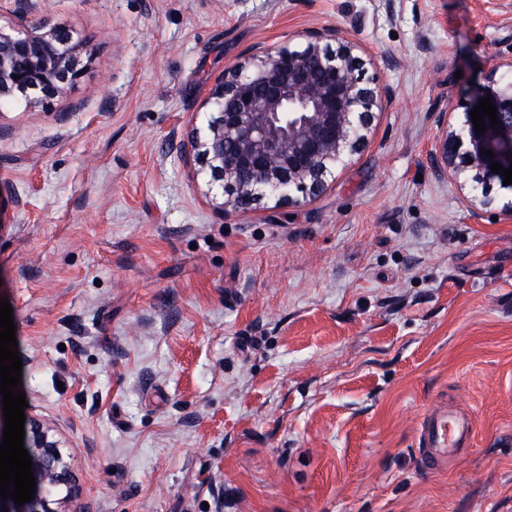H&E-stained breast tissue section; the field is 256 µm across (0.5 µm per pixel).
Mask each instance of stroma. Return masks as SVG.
<instances>
[{"label":"stroma","mask_w":512,"mask_h":512,"mask_svg":"<svg viewBox=\"0 0 512 512\" xmlns=\"http://www.w3.org/2000/svg\"><path fill=\"white\" fill-rule=\"evenodd\" d=\"M88 41L0 108V299L87 512H512V191L435 143L512 71V0H42ZM358 44L388 98L301 204L226 207L189 120L225 68ZM473 436L422 472L427 410Z\"/></svg>","instance_id":"35a3bbf8"}]
</instances>
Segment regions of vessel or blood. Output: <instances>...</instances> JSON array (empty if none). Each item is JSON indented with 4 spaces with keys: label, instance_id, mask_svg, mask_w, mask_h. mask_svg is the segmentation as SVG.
<instances>
[{
    "label": "vessel or blood",
    "instance_id": "b4317fda",
    "mask_svg": "<svg viewBox=\"0 0 512 512\" xmlns=\"http://www.w3.org/2000/svg\"><path fill=\"white\" fill-rule=\"evenodd\" d=\"M473 434L471 420L455 409L441 406L426 413L420 424L419 461L422 471L429 472L447 465Z\"/></svg>",
    "mask_w": 512,
    "mask_h": 512
}]
</instances>
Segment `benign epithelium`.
<instances>
[{
    "instance_id": "benign-epithelium-1",
    "label": "benign epithelium",
    "mask_w": 512,
    "mask_h": 512,
    "mask_svg": "<svg viewBox=\"0 0 512 512\" xmlns=\"http://www.w3.org/2000/svg\"><path fill=\"white\" fill-rule=\"evenodd\" d=\"M15 4L18 24L0 28V105L21 98L35 108L61 97L79 78L87 40L68 28L30 21L40 0ZM357 48L348 42L330 50L311 34L302 44L275 47L224 70L205 99L208 112L193 128L190 147L197 151V174L226 197L225 205L289 201L292 190L318 191L335 178L365 142L374 110L383 107L382 96L363 83ZM488 95L499 125L487 119L480 134L467 114L459 132L443 134L436 145L445 170L470 185L474 199L504 180L492 172V162L512 167V77L491 73L473 105ZM24 432L35 497L21 506L0 498V512H82L67 509L80 490L55 430L31 415Z\"/></svg>"
}]
</instances>
